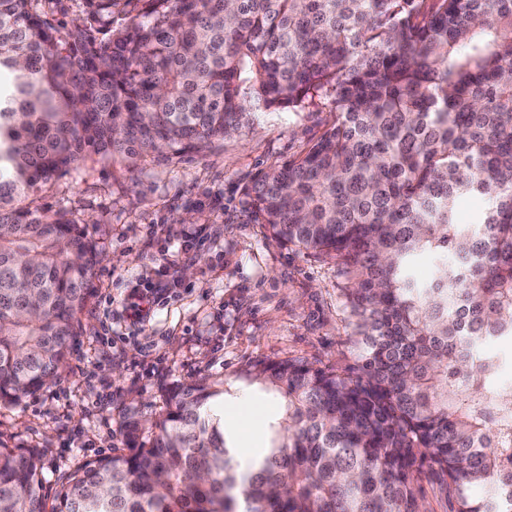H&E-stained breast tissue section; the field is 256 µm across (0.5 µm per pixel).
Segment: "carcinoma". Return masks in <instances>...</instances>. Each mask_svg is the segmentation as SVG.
Instances as JSON below:
<instances>
[{
    "label": "carcinoma",
    "instance_id": "1",
    "mask_svg": "<svg viewBox=\"0 0 512 512\" xmlns=\"http://www.w3.org/2000/svg\"><path fill=\"white\" fill-rule=\"evenodd\" d=\"M82 5L63 33L42 0H0V401L61 377L101 261L32 196L91 150L199 153L249 125L250 99L336 112L247 196L341 271L354 363L246 369L281 411L245 459L205 377L126 411L123 447L52 495L36 452L0 444V512H424L426 483L453 512H512V384L484 352L512 342V0Z\"/></svg>",
    "mask_w": 512,
    "mask_h": 512
}]
</instances>
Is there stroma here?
<instances>
[{
    "label": "stroma",
    "instance_id": "35a3bbf8",
    "mask_svg": "<svg viewBox=\"0 0 512 512\" xmlns=\"http://www.w3.org/2000/svg\"><path fill=\"white\" fill-rule=\"evenodd\" d=\"M334 119L326 103L301 112L261 109L249 128L204 152L157 153L132 170L92 152L80 169L37 192L39 206L83 218L102 254L61 378L18 403H0V443L39 452L47 490L120 447L125 410L153 413L176 383L223 382L224 419L248 445L258 423L276 414L277 400L248 387L245 369L267 359L349 363L344 277L312 251L271 239L252 221L245 196L257 174L297 157ZM197 229L204 240L178 265V294L146 324L130 322L113 295L151 274L162 250L177 249L183 233Z\"/></svg>",
    "mask_w": 512,
    "mask_h": 512
}]
</instances>
